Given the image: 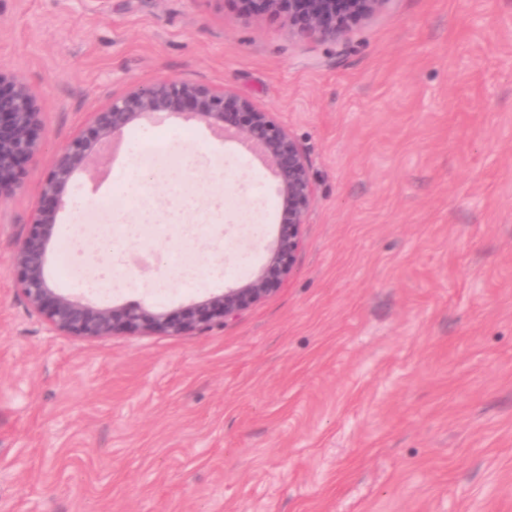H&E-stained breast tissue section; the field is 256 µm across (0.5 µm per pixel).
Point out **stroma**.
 <instances>
[{
	"mask_svg": "<svg viewBox=\"0 0 512 512\" xmlns=\"http://www.w3.org/2000/svg\"><path fill=\"white\" fill-rule=\"evenodd\" d=\"M86 4L0 0V68L43 112L0 200V512H512V0H390L338 44L233 0ZM159 80L294 135L314 205L293 272L221 328L58 335L13 273L42 179ZM156 144L180 165L143 167ZM276 187L204 123L143 120L75 175L55 240L124 192L111 237L156 225L159 260L95 296L173 311L264 263Z\"/></svg>",
	"mask_w": 512,
	"mask_h": 512,
	"instance_id": "stroma-1",
	"label": "stroma"
}]
</instances>
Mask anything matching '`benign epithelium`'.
I'll return each instance as SVG.
<instances>
[{
    "instance_id": "1",
    "label": "benign epithelium",
    "mask_w": 512,
    "mask_h": 512,
    "mask_svg": "<svg viewBox=\"0 0 512 512\" xmlns=\"http://www.w3.org/2000/svg\"><path fill=\"white\" fill-rule=\"evenodd\" d=\"M246 13L288 16L300 39L339 43L352 25L380 11L389 0H236ZM155 116H189L259 150L277 182L282 220L259 269L246 281L208 292L176 311L152 303L101 306L89 295L55 288L47 271L49 250L74 175L101 159L112 139L134 123ZM42 112L24 78L0 70V199L20 187L24 165L43 150ZM44 204L34 211L13 257L16 286L32 311L62 336L91 339L120 332L180 336L222 327L274 290L294 267L301 226L314 205L307 157L289 130L244 97L208 86L161 80L137 87L93 114L81 133L57 153L41 183Z\"/></svg>"
}]
</instances>
